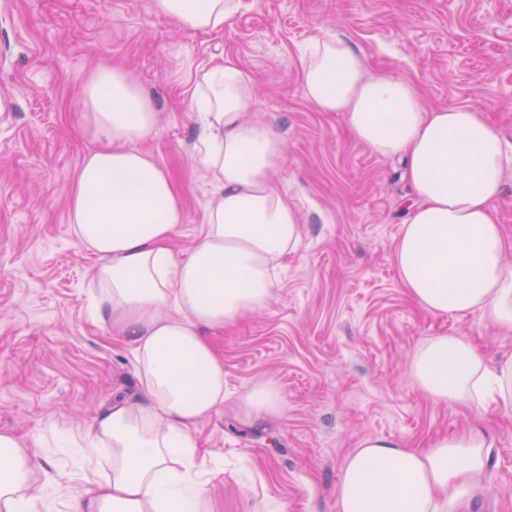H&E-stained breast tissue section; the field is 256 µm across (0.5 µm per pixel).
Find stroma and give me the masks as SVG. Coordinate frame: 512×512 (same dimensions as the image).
<instances>
[{
  "mask_svg": "<svg viewBox=\"0 0 512 512\" xmlns=\"http://www.w3.org/2000/svg\"><path fill=\"white\" fill-rule=\"evenodd\" d=\"M326 31L369 71L411 80L425 105L480 108L512 143V0H241L217 33L178 29L149 0H0V431L38 455L43 483L83 493L85 429L113 391L139 394L132 354L93 317L95 258L68 219V190L96 146L73 121L77 93L114 62L152 98L159 123L143 148L185 197L173 240L183 253L212 193L191 95L228 56L257 84L255 119L285 143L280 187L305 224L267 304L213 336L224 407L195 430L213 512H337L362 439L422 448L475 425L494 448L465 512H512V413L433 401L408 371L424 337L462 333L501 361L512 331L477 314L430 315L401 286L393 250L412 191L399 160L354 140L344 116L317 111L300 86V52ZM259 380L279 388L283 411L247 424L241 397Z\"/></svg>",
  "mask_w": 512,
  "mask_h": 512,
  "instance_id": "stroma-1",
  "label": "stroma"
}]
</instances>
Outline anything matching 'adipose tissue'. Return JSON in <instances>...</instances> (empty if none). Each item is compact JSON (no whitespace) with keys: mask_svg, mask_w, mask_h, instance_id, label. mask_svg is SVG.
Wrapping results in <instances>:
<instances>
[{"mask_svg":"<svg viewBox=\"0 0 512 512\" xmlns=\"http://www.w3.org/2000/svg\"><path fill=\"white\" fill-rule=\"evenodd\" d=\"M239 0H151L153 13L183 29L223 30ZM305 98L342 113L354 139L400 158L415 203L393 259L411 298L435 316L478 313L512 330V239L499 224L512 152L478 108H427L416 86L368 72L345 39L315 37L300 57ZM256 84L232 58L197 79L192 109L202 115L198 159L214 192L200 240L187 254L171 242L185 216L174 179L140 150L158 123L152 99L123 68L97 66L80 88L75 118L98 149L81 162L68 197L69 221L98 258L94 315L136 360L139 401L113 400L84 432L85 464L96 472L72 512H210V480L194 431L224 403V357L212 337L262 308L281 261L302 240V216L276 185L284 142L254 120ZM409 372L436 401L489 403L512 411V359L489 367L458 334L429 336ZM254 423L281 414L276 386L242 398ZM108 449L100 458V449ZM481 429L440 436L426 448L362 440L336 486L337 512H455L489 472ZM36 457L0 431V512H35L44 501Z\"/></svg>","mask_w":512,"mask_h":512,"instance_id":"ef3b65f1","label":"adipose tissue"}]
</instances>
